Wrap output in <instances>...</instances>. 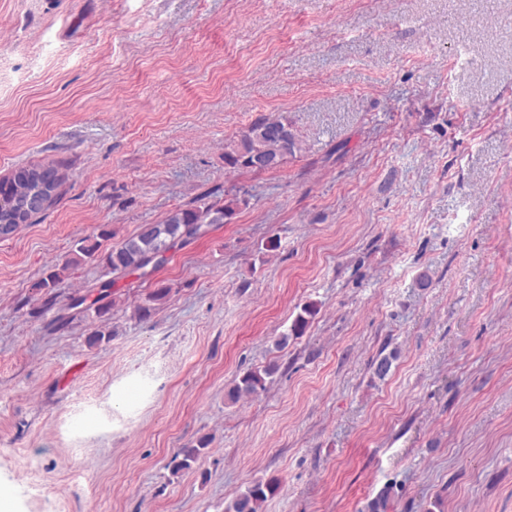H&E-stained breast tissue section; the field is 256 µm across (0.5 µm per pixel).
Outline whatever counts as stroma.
<instances>
[{
  "mask_svg": "<svg viewBox=\"0 0 512 512\" xmlns=\"http://www.w3.org/2000/svg\"><path fill=\"white\" fill-rule=\"evenodd\" d=\"M271 112L301 155L225 170ZM51 163L57 201L0 239L14 512H224L269 479L261 512H512V0H0V179ZM216 185L246 205L118 279L107 322L36 316L79 239ZM318 308L314 303H309L301 308V312L297 314L291 326V333L282 335L274 340V348L280 349L282 346L288 343L289 336H301L308 328L311 320L317 315ZM278 371L277 364H268L262 369L255 368L247 370L240 377L239 381L229 391V398L237 400L243 395H256L267 388V379L273 377ZM211 439L209 437H200L196 446L181 448V450L173 456L170 465L172 474H179L183 470L191 468V464L195 463L199 458L202 450L208 448ZM182 456V458H179Z\"/></svg>",
  "mask_w": 512,
  "mask_h": 512,
  "instance_id": "35a3bbf8",
  "label": "stroma"
}]
</instances>
